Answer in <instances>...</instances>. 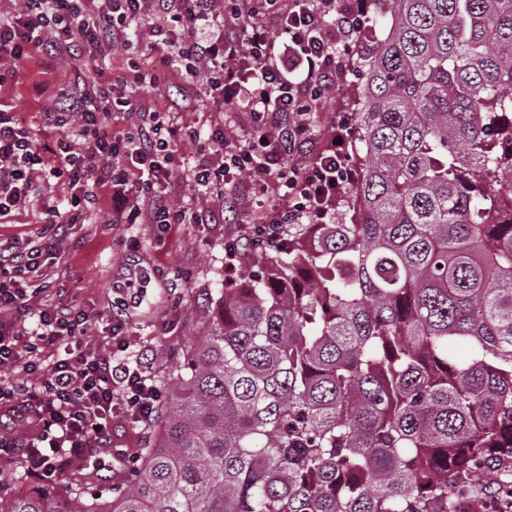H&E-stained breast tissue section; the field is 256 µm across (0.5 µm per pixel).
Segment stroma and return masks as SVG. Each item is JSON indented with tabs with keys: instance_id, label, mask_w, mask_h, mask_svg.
<instances>
[{
	"instance_id": "35a3bbf8",
	"label": "stroma",
	"mask_w": 512,
	"mask_h": 512,
	"mask_svg": "<svg viewBox=\"0 0 512 512\" xmlns=\"http://www.w3.org/2000/svg\"><path fill=\"white\" fill-rule=\"evenodd\" d=\"M393 0L370 9L371 20L353 46L347 73L336 90L327 95L323 109L313 115V132L320 144H328L335 132H342L348 148V164L359 170L354 150L358 143V97L365 72L360 56L370 54L388 34ZM50 81L74 90L77 73L73 66L36 53L25 60L15 81L0 87V108L19 112L33 128H41L44 100L35 91L37 83ZM238 191L246 203L235 224H174L158 231L152 224H116L109 208H102L90 221L77 225L74 238L57 246L58 260L46 279L43 303L71 300L78 308L109 315L118 313L126 323V340L131 350L153 351L152 372L159 387H168L179 374L185 347L192 337L203 335L212 315V305L225 289L259 276L265 265L263 247L243 243L235 271H228L224 240L244 234L247 225L259 223L260 207L252 203V185L241 179ZM142 244L138 262L126 252L128 236ZM152 273L145 282L139 303L119 305L120 284L133 279L140 268ZM179 294H172V284Z\"/></svg>"
}]
</instances>
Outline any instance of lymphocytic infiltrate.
<instances>
[{
	"mask_svg": "<svg viewBox=\"0 0 512 512\" xmlns=\"http://www.w3.org/2000/svg\"><path fill=\"white\" fill-rule=\"evenodd\" d=\"M369 21L365 0H0V86L32 53L44 51L87 70L75 92H49L43 128L72 138L38 141L26 120L0 109V223L39 208L41 227L0 242V485L10 467L54 486L65 469L112 448V422H154L162 392L147 352L132 355L125 324L108 318V347L84 343L92 313L69 302L42 304L60 241L85 223L101 197L116 224H198L174 204L171 175L183 142L225 140L223 159L199 160L190 189L214 196L213 218L239 216L241 177L274 188L286 207L266 208L249 240L279 246L289 224L325 223L351 184L343 145L318 147L316 105L345 75L342 56ZM146 44L150 62L113 79L108 48ZM179 66L186 85L167 110L141 95L169 94ZM246 110L249 123L225 136L177 123L176 111Z\"/></svg>",
	"mask_w": 512,
	"mask_h": 512,
	"instance_id": "lymphocytic-infiltrate-1",
	"label": "lymphocytic infiltrate"
}]
</instances>
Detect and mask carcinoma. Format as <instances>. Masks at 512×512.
Instances as JSON below:
<instances>
[{
  "mask_svg": "<svg viewBox=\"0 0 512 512\" xmlns=\"http://www.w3.org/2000/svg\"><path fill=\"white\" fill-rule=\"evenodd\" d=\"M359 103V218L224 295L134 479L19 472L0 512H483L512 479V0H396Z\"/></svg>",
  "mask_w": 512,
  "mask_h": 512,
  "instance_id": "1",
  "label": "carcinoma"
}]
</instances>
